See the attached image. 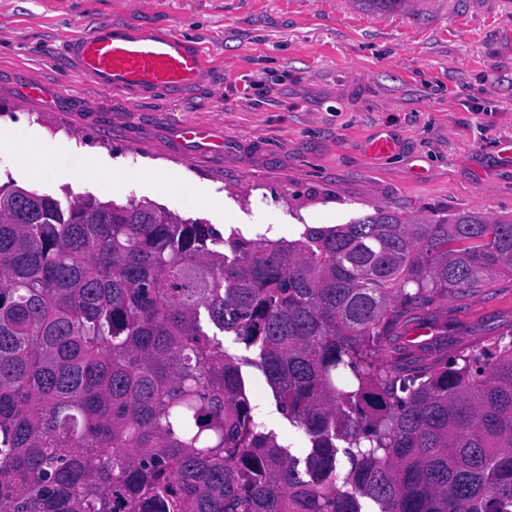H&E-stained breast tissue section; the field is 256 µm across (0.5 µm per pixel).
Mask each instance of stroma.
Instances as JSON below:
<instances>
[{"label":"stroma","instance_id":"obj_1","mask_svg":"<svg viewBox=\"0 0 512 512\" xmlns=\"http://www.w3.org/2000/svg\"><path fill=\"white\" fill-rule=\"evenodd\" d=\"M102 23L195 44L202 80L104 91L70 75L68 41ZM33 84L42 99L27 97ZM0 129L67 163L36 179L1 157V181L146 200L225 237L292 240L380 209L512 215V0H410L388 14L358 0H0ZM379 138L390 152H371ZM510 326L505 277L441 304L401 345L434 359ZM242 372L267 429L304 455L266 377Z\"/></svg>","mask_w":512,"mask_h":512}]
</instances>
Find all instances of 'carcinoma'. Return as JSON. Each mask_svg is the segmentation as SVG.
<instances>
[{
    "instance_id": "1",
    "label": "carcinoma",
    "mask_w": 512,
    "mask_h": 512,
    "mask_svg": "<svg viewBox=\"0 0 512 512\" xmlns=\"http://www.w3.org/2000/svg\"><path fill=\"white\" fill-rule=\"evenodd\" d=\"M502 277L512 216L226 241L149 201L0 182V512H512V328L394 355L422 313ZM247 364L305 458L258 418Z\"/></svg>"
}]
</instances>
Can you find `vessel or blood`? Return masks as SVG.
I'll return each instance as SVG.
<instances>
[{
	"label": "vessel or blood",
	"mask_w": 512,
	"mask_h": 512,
	"mask_svg": "<svg viewBox=\"0 0 512 512\" xmlns=\"http://www.w3.org/2000/svg\"><path fill=\"white\" fill-rule=\"evenodd\" d=\"M67 63L104 90L181 88L203 72L200 53L181 37L132 35L109 24L72 41Z\"/></svg>",
	"instance_id": "obj_1"
}]
</instances>
